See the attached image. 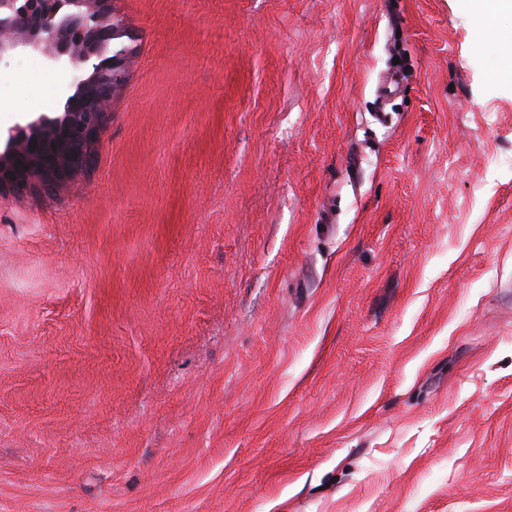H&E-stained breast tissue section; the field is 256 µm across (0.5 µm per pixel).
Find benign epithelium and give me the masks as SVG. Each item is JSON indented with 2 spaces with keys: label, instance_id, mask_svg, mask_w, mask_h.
Listing matches in <instances>:
<instances>
[{
  "label": "benign epithelium",
  "instance_id": "benign-epithelium-1",
  "mask_svg": "<svg viewBox=\"0 0 512 512\" xmlns=\"http://www.w3.org/2000/svg\"><path fill=\"white\" fill-rule=\"evenodd\" d=\"M27 2L0 0V57L31 48L47 53L55 64L89 63L92 72L66 99L62 117L41 116L7 132L0 189L17 193L35 185L50 187L91 166L98 131L127 64L122 51L106 55L118 35L108 16L109 0Z\"/></svg>",
  "mask_w": 512,
  "mask_h": 512
}]
</instances>
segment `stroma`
Instances as JSON below:
<instances>
[{
    "mask_svg": "<svg viewBox=\"0 0 512 512\" xmlns=\"http://www.w3.org/2000/svg\"><path fill=\"white\" fill-rule=\"evenodd\" d=\"M94 163L0 190V512H512V85L460 0H111ZM0 59V130L90 66ZM44 94V95H45Z\"/></svg>",
    "mask_w": 512,
    "mask_h": 512,
    "instance_id": "1",
    "label": "stroma"
}]
</instances>
